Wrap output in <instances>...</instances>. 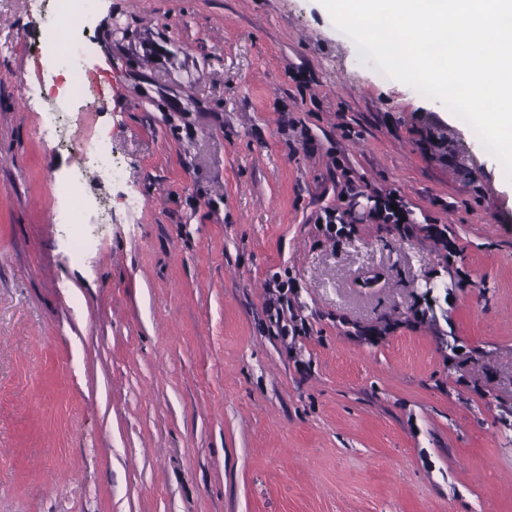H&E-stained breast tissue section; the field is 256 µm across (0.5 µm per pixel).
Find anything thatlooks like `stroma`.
<instances>
[{"label": "stroma", "mask_w": 512, "mask_h": 512, "mask_svg": "<svg viewBox=\"0 0 512 512\" xmlns=\"http://www.w3.org/2000/svg\"><path fill=\"white\" fill-rule=\"evenodd\" d=\"M52 21L0 0V512H512V182L471 126L320 0H96L83 107ZM85 159L94 170L119 183L124 179V169L113 160L112 145L109 140L99 137L87 144ZM61 194L72 203V218L69 224H78L80 215L85 207V184L83 180V173L80 172L70 182L64 184L61 189Z\"/></svg>", "instance_id": "1"}]
</instances>
